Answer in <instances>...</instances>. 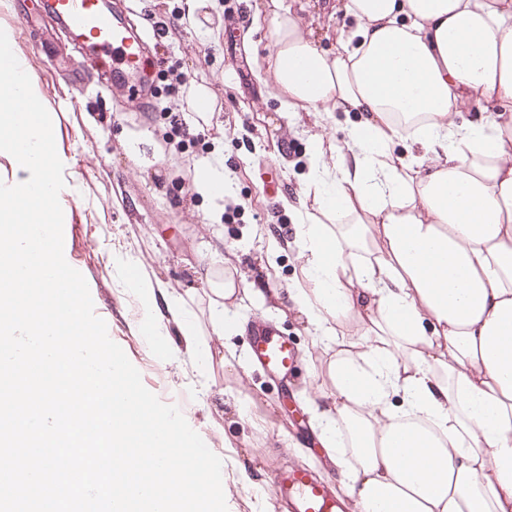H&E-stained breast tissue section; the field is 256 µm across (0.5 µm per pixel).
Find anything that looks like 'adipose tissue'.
<instances>
[{
  "label": "adipose tissue",
  "instance_id": "obj_1",
  "mask_svg": "<svg viewBox=\"0 0 512 512\" xmlns=\"http://www.w3.org/2000/svg\"><path fill=\"white\" fill-rule=\"evenodd\" d=\"M248 8L273 23L281 110L349 117L330 148L312 137L292 299L314 335L348 334L314 415L354 461L352 512H512V0H342L355 24L333 51L302 28L305 0ZM126 268L148 333L172 323L196 353L182 295ZM196 275L212 337L240 335L243 273Z\"/></svg>",
  "mask_w": 512,
  "mask_h": 512
}]
</instances>
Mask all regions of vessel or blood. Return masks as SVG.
Instances as JSON below:
<instances>
[{
  "label": "vessel or blood",
  "mask_w": 512,
  "mask_h": 512,
  "mask_svg": "<svg viewBox=\"0 0 512 512\" xmlns=\"http://www.w3.org/2000/svg\"><path fill=\"white\" fill-rule=\"evenodd\" d=\"M41 5L74 44L111 60L115 76L144 64L146 41L103 0H41ZM251 356L265 372L285 380L292 375L299 353L284 336L259 325L252 333ZM276 487L287 495L289 512H341L343 508L331 487L306 469L289 471L277 479Z\"/></svg>",
  "instance_id": "1"
}]
</instances>
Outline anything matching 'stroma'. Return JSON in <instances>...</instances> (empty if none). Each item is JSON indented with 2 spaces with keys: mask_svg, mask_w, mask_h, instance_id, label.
<instances>
[{
  "mask_svg": "<svg viewBox=\"0 0 512 512\" xmlns=\"http://www.w3.org/2000/svg\"><path fill=\"white\" fill-rule=\"evenodd\" d=\"M216 2L192 10L187 0H124L127 19L151 32L149 89L117 85L94 54L68 42L38 0H9L0 26L12 29L57 116L77 184L64 214V253L85 277L110 339L227 470L247 467L253 483L239 488L228 512H289L274 485L285 468L341 486V468L316 441L313 408L331 391L325 367L343 336L315 340L294 310L244 300L239 318L265 320L296 343L300 357L283 382L252 363L249 336L225 339V353L241 362L235 379L219 361L199 365L183 353L175 326L147 335L140 300L120 273L124 262L139 259L174 287H188L206 243L220 235L225 256L241 257L247 282L270 293L303 279L294 219L280 199L304 185L314 127L280 111L254 77L275 51L271 23L250 29L245 0ZM333 2L315 0L309 9L327 50L351 24L332 11ZM179 73L185 82L176 81ZM78 80L93 92L78 96ZM202 82L213 96L206 122L188 105ZM219 162L234 194L228 202L202 196L194 183L200 168Z\"/></svg>",
  "mask_w": 512,
  "mask_h": 512,
  "instance_id": "stroma-1",
  "label": "stroma"
}]
</instances>
